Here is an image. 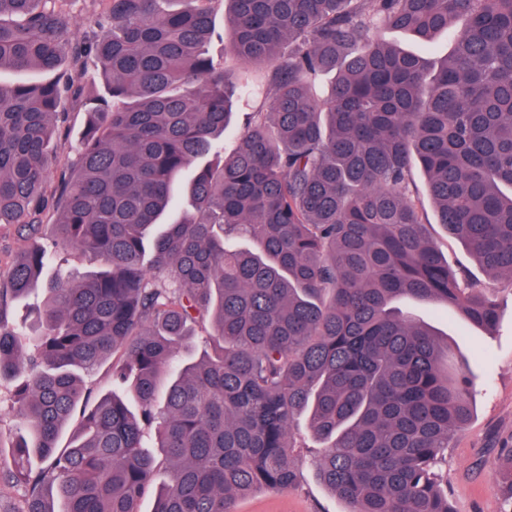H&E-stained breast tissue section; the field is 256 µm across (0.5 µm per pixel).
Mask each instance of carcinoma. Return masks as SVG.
I'll return each instance as SVG.
<instances>
[{
	"instance_id": "1",
	"label": "carcinoma",
	"mask_w": 512,
	"mask_h": 512,
	"mask_svg": "<svg viewBox=\"0 0 512 512\" xmlns=\"http://www.w3.org/2000/svg\"><path fill=\"white\" fill-rule=\"evenodd\" d=\"M59 2L0 0V69L53 74L0 87V225L29 243L0 272V380L23 412L0 480L24 489L19 512H140L150 430L167 468L152 512H235L298 484L302 416L348 512H451L439 464L472 381L393 303L498 320L431 240L416 166L437 223L512 288V0H89L80 33ZM226 2L233 52L271 65L228 154L249 77L205 52ZM377 23L452 50L431 63L372 39ZM88 60L106 95L70 160ZM186 172L190 209L157 233ZM58 244L102 269L53 267ZM38 291L31 329L16 325ZM206 324L199 357L176 360ZM110 358L138 411L84 390ZM500 478L512 512V452ZM83 106L75 108L74 112L70 115V128L65 144V152L69 155L70 159H75L82 146L85 115Z\"/></svg>"
}]
</instances>
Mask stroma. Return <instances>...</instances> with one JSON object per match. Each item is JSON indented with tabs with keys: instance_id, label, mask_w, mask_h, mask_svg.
Masks as SVG:
<instances>
[{
	"instance_id": "stroma-1",
	"label": "stroma",
	"mask_w": 512,
	"mask_h": 512,
	"mask_svg": "<svg viewBox=\"0 0 512 512\" xmlns=\"http://www.w3.org/2000/svg\"><path fill=\"white\" fill-rule=\"evenodd\" d=\"M499 325L494 333L464 322L446 306L414 299L403 311L430 326L448 346V365H466L473 380V415L449 444L440 472L453 512H502L504 495L494 463L512 448V290L496 287ZM301 479L286 491L258 489L239 500L237 512H347L348 506L320 480L313 448L301 451Z\"/></svg>"
}]
</instances>
